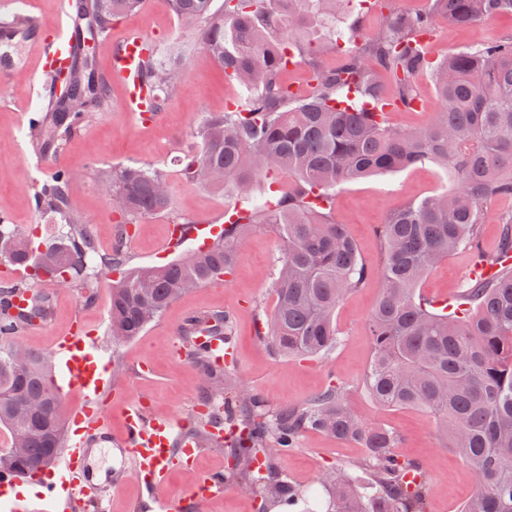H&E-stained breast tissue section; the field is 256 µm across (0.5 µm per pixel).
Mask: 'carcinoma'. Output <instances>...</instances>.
<instances>
[{
  "label": "carcinoma",
  "mask_w": 512,
  "mask_h": 512,
  "mask_svg": "<svg viewBox=\"0 0 512 512\" xmlns=\"http://www.w3.org/2000/svg\"><path fill=\"white\" fill-rule=\"evenodd\" d=\"M142 0H87L86 13L100 33L133 12ZM180 21L193 26L200 46L243 91L233 109L211 115L198 144L181 160L189 182L222 188L235 197L224 230L206 248H196L163 265L125 269L130 253L123 241L99 254L89 219L71 208V174L57 169L35 188L38 206L58 214L66 231L40 249L8 224H0V264L30 271L26 282L0 281V427L23 453L8 462L32 473L56 460L64 419L56 411L49 425L32 407L60 404L48 358L25 349L20 335L51 317L53 296L39 289L55 281L89 291L98 269L118 274L112 285L108 334L114 343L136 339L181 295L221 284L232 274L248 230L273 226L282 242L280 267L271 288L276 302L259 314L258 333L281 357L319 358L340 343L336 308L365 284L372 270L342 224L331 218L341 185L377 172L397 171L423 160L443 165L455 182L451 192L404 204L375 229L382 261V293L368 318L373 356L365 385L384 407H416L430 413L449 447L472 470L474 497L461 512H512V212L499 217V241L488 253L481 246L484 204L512 198V38L476 45L433 58L420 40L435 19L475 24L498 14L512 15V0H429L414 15H386L367 38L325 33L318 50L314 34L336 21L344 0H167ZM305 59L313 91L290 92L284 79V51ZM339 55L331 68L315 53ZM385 72L391 87L373 69ZM430 72L441 110L427 126L390 127L373 108L389 98L410 108L417 100L414 77ZM89 61L71 67L68 99L57 97L53 111L29 122L25 137L39 155L61 150L67 138L93 113L110 105L109 82L96 79ZM141 73L161 111L182 90L181 60L151 51ZM282 173L292 179L275 200L255 195L259 178ZM113 208L133 220L172 209L167 175L125 166L105 184ZM468 249L497 272L468 279L459 307H435L417 293L422 277L450 253ZM232 335L227 314L193 315L181 328L183 355L199 366L206 382L208 411L194 436L200 447L221 448L212 428L244 432L229 448L232 464L224 482L261 495L272 507L294 508L309 490L278 473V462L308 430L354 439L367 449L359 461L337 464L319 478L327 512H423L427 494L421 464L395 451L400 435L370 427L346 402L345 389L330 385L307 402L272 413L263 399L232 380L226 365L214 364L196 342L201 332Z\"/></svg>",
  "instance_id": "cac0c4a2"
}]
</instances>
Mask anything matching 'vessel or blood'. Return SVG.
Returning <instances> with one entry per match:
<instances>
[{"label": "vessel or blood", "mask_w": 512, "mask_h": 512, "mask_svg": "<svg viewBox=\"0 0 512 512\" xmlns=\"http://www.w3.org/2000/svg\"><path fill=\"white\" fill-rule=\"evenodd\" d=\"M59 7L64 29L52 39L45 36L46 23L32 14L16 12L0 19L1 35L13 34L42 46L45 56L42 87L47 91L52 88L54 70L85 56L90 41L89 29L76 22L71 0H61ZM144 55V38L135 33L126 34L112 49L107 78L123 85L127 109L139 113L149 122L154 120L155 114L150 110L148 90L140 74ZM52 358L59 366L62 387L96 397L110 390L108 371L98 367L82 328H75L69 335L60 337ZM75 418L78 427L63 450L57 479L46 485L42 495L46 512H112L111 498L99 495L97 489L88 484L85 475L86 441L105 426L106 415L87 406L77 412ZM124 419L121 442L135 461V474L145 482L147 497L156 512H191L193 506L223 494V474L210 472L196 479L185 501L173 502L163 497L161 490L171 461L181 457L190 462L195 458L192 432L163 416L146 417L139 404L131 400L126 403ZM14 486V476L6 472L0 474V512H30V504L14 496Z\"/></svg>", "instance_id": "vessel-or-blood-1"}]
</instances>
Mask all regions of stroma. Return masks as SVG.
I'll return each mask as SVG.
<instances>
[{
  "mask_svg": "<svg viewBox=\"0 0 512 512\" xmlns=\"http://www.w3.org/2000/svg\"><path fill=\"white\" fill-rule=\"evenodd\" d=\"M427 5V0H345L337 23L344 28L359 22L367 34L376 29L381 12H417ZM129 30L139 31L158 52L173 47L185 50L180 96L168 102L157 122L147 124L125 107L123 87L111 84L110 108L96 113L71 135L52 167L31 152L24 136L41 107L37 96L40 53L27 42H0V63L8 69L0 77V86L7 88L6 96L0 97V219L42 240L47 219L37 206L32 187L50 175L53 167L64 168L72 176V207L92 217L95 244L100 252L108 253L117 243L122 218L102 193V184L111 180L113 170L123 166L160 169L171 182L172 213L140 218L129 228L133 264L160 265L176 256L167 236L173 215L197 224L224 222L230 195L185 181L177 159L194 147L195 133L206 116L238 101L241 89L225 79L222 68L202 50L196 30L179 23L167 0H142L139 9L113 23L111 31L101 35L98 46L89 54L96 71L107 70L114 42ZM509 37L510 15L472 25L441 23L428 48L438 57ZM415 83L422 97L421 107L415 111L391 110L390 126L403 130L422 127L439 111L440 101L430 76L420 74ZM454 187L447 170L426 161L343 185L336 193L332 217L347 227L364 263L375 268L381 262L376 226L405 203ZM280 256L281 240L275 229L256 225L244 239L236 269L226 283L184 295L151 323L143 336L118 347L108 336L111 274L98 277L95 296L90 300L81 290L57 286L53 289L57 301L52 319L25 331L22 342L48 355L59 337L68 335L74 325H82L102 361L122 365L124 374L118 388L128 390L131 399L142 400L147 414L166 415L183 423L196 419L204 390L199 367L179 354L181 328L195 314H229L235 327L231 341L236 351V384L257 393L275 411L301 404L328 385L343 386L354 413L369 425L401 435L400 454L423 465L428 479L425 512H461L475 493L472 472L464 459L445 446L433 416L418 408L380 406L364 385L373 352L367 321L381 292L379 276H372L338 305L336 329L341 342L336 350L319 360L279 357L270 351L257 328L259 311L271 310L275 302L271 278ZM471 262V255L463 251L449 255L422 281L420 293L455 299L469 276ZM108 412V437L100 443L99 455L89 458V467L99 477H112V512H144L146 496L132 478L134 465L119 440L122 410L112 406ZM364 454L357 442L308 432L280 461L279 470L288 480L312 485L328 466ZM228 463L223 449H200L193 463L171 465L164 493L182 499L199 473Z\"/></svg>",
  "mask_w": 512,
  "mask_h": 512,
  "instance_id": "obj_1",
  "label": "stroma"
}]
</instances>
